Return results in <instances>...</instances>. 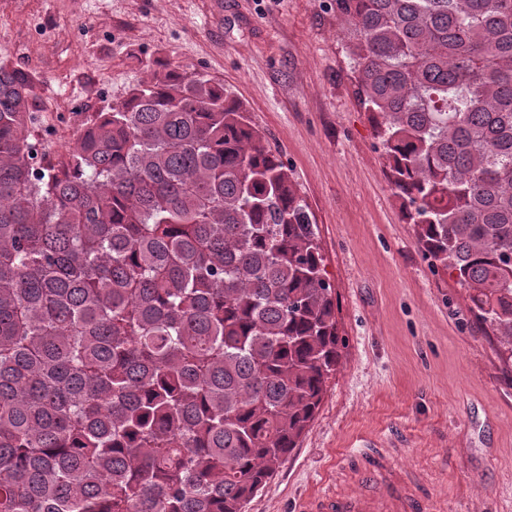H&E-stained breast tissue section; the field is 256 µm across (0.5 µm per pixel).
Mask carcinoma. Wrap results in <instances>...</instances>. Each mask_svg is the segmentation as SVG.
<instances>
[{
  "mask_svg": "<svg viewBox=\"0 0 512 512\" xmlns=\"http://www.w3.org/2000/svg\"><path fill=\"white\" fill-rule=\"evenodd\" d=\"M402 216L512 362V0H331ZM0 65V512H244L336 374L288 165L158 70L55 162Z\"/></svg>",
  "mask_w": 512,
  "mask_h": 512,
  "instance_id": "1",
  "label": "carcinoma"
}]
</instances>
